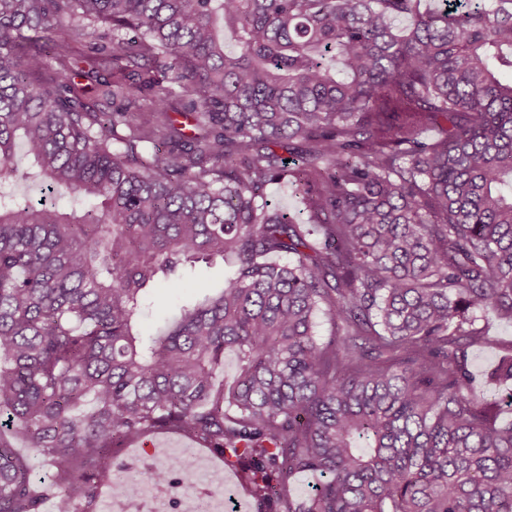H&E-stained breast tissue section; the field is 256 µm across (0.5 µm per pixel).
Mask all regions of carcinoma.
Returning a JSON list of instances; mask_svg holds the SVG:
<instances>
[{
	"instance_id": "carcinoma-1",
	"label": "carcinoma",
	"mask_w": 512,
	"mask_h": 512,
	"mask_svg": "<svg viewBox=\"0 0 512 512\" xmlns=\"http://www.w3.org/2000/svg\"><path fill=\"white\" fill-rule=\"evenodd\" d=\"M436 3L0 0V175L96 200L0 192V512H97L161 433L249 460L266 512H512V346L476 326L512 320V0ZM85 40L110 111L42 80ZM217 262L139 338L157 283Z\"/></svg>"
}]
</instances>
